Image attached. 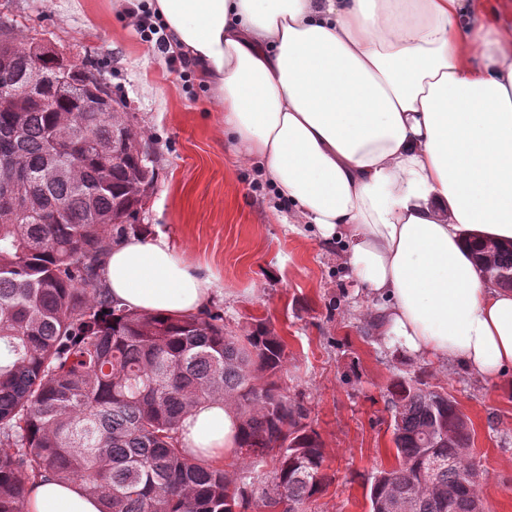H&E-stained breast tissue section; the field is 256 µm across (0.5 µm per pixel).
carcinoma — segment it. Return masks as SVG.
Instances as JSON below:
<instances>
[{
    "label": "carcinoma",
    "mask_w": 512,
    "mask_h": 512,
    "mask_svg": "<svg viewBox=\"0 0 512 512\" xmlns=\"http://www.w3.org/2000/svg\"><path fill=\"white\" fill-rule=\"evenodd\" d=\"M13 30L0 25V82L22 84L35 59L65 72L61 53L34 56ZM67 77L50 106L0 96V512H24L43 477L82 482L101 512H308L333 476L307 408L282 387L285 339L264 320L237 336L218 313L147 315L112 301L105 255L143 233L135 219L156 172L108 89ZM473 249L491 258L480 271L512 285V245ZM215 398L241 420L231 471L181 440L190 410ZM387 403L395 465L372 477L370 512H487L454 398L397 376ZM269 456L275 471L259 486Z\"/></svg>",
    "instance_id": "carcinoma-1"
}]
</instances>
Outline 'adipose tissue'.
Instances as JSON below:
<instances>
[{"label":"adipose tissue","mask_w":512,"mask_h":512,"mask_svg":"<svg viewBox=\"0 0 512 512\" xmlns=\"http://www.w3.org/2000/svg\"><path fill=\"white\" fill-rule=\"evenodd\" d=\"M172 53L212 95L242 161L306 224L340 240L403 354L494 380L512 369V290L484 280L474 236L512 239V21L492 0H146ZM114 300L190 315L211 298L169 238L106 255ZM223 400L182 439L222 460L239 443ZM26 512H101L80 482L30 488Z\"/></svg>","instance_id":"adipose-tissue-1"}]
</instances>
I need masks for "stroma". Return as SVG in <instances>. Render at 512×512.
<instances>
[{
  "instance_id": "1",
  "label": "stroma",
  "mask_w": 512,
  "mask_h": 512,
  "mask_svg": "<svg viewBox=\"0 0 512 512\" xmlns=\"http://www.w3.org/2000/svg\"><path fill=\"white\" fill-rule=\"evenodd\" d=\"M112 2L0 0V21L92 65L153 153L158 177L139 214L146 236L167 235L193 271L211 277L218 291L207 307L228 330L263 318L285 337L282 385L303 399L334 477L311 512H369V480L395 463L386 389L398 375L456 400L474 429L488 510L512 512V370L489 381L389 348L342 245L279 223L278 203L237 158L208 91L173 70Z\"/></svg>"
}]
</instances>
